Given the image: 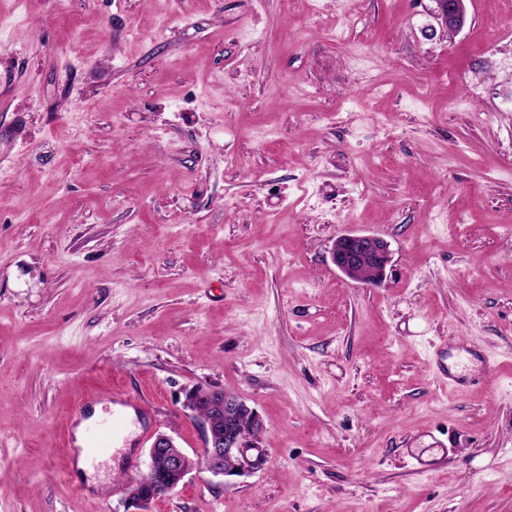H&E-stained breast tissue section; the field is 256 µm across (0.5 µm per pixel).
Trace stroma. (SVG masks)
Masks as SVG:
<instances>
[{
    "label": "stroma",
    "instance_id": "35a3bbf8",
    "mask_svg": "<svg viewBox=\"0 0 512 512\" xmlns=\"http://www.w3.org/2000/svg\"><path fill=\"white\" fill-rule=\"evenodd\" d=\"M433 7L0 0V512H124L150 437L201 448L196 386L263 461L153 512H512V0ZM459 337L489 365L457 387ZM118 391L147 417L90 485L82 403ZM467 0H432L433 10L443 32L452 34L460 32L467 23ZM450 35V34H448ZM388 242L375 235L347 232L340 234L331 249V261L336 268L348 279L369 285L382 282L385 268L391 258ZM370 268L376 275L373 282H364L361 272ZM362 275L367 280L372 279L370 270H363ZM97 417V413L94 412V414L88 418L87 420L83 421L81 425L77 428L76 432V444L81 447V450L79 451L78 457H77V469H78V475L83 480L86 475H90L92 473V465L87 463V458L89 456V450L87 448V441L84 437V429L87 425L91 424Z\"/></svg>",
    "mask_w": 512,
    "mask_h": 512
}]
</instances>
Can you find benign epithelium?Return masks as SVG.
Returning a JSON list of instances; mask_svg holds the SVG:
<instances>
[{"label":"benign epithelium","mask_w":512,"mask_h":512,"mask_svg":"<svg viewBox=\"0 0 512 512\" xmlns=\"http://www.w3.org/2000/svg\"><path fill=\"white\" fill-rule=\"evenodd\" d=\"M434 15L443 32L456 34L467 23L466 0H432ZM391 258L388 242L375 235L347 232L339 235L331 249V261L348 279L361 281V272L371 269L382 282ZM183 408L192 413L202 432L203 448L192 456L178 447L174 439L159 433L148 449L149 463L125 485V512H151L153 504L165 497L198 470L197 459H206L205 472L213 477L249 475L258 468L260 456L248 452L256 448L251 436L243 433L239 416L247 414L256 427H263L258 414L237 396L215 387H197L189 391ZM235 460L232 468L225 460Z\"/></svg>","instance_id":"obj_1"}]
</instances>
